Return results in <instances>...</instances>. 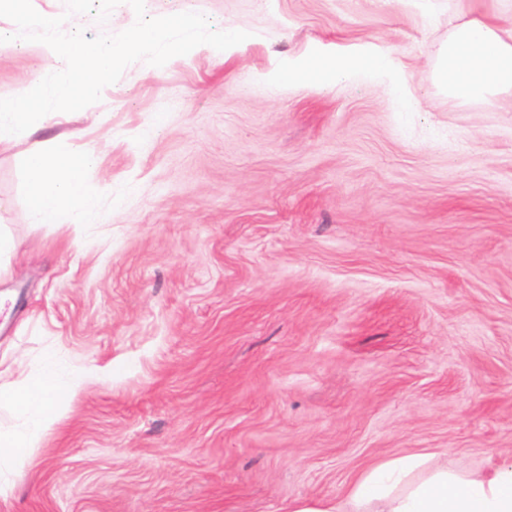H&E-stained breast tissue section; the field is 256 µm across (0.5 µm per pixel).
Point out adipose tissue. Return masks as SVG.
<instances>
[{
  "instance_id": "ef3b65f1",
  "label": "adipose tissue",
  "mask_w": 512,
  "mask_h": 512,
  "mask_svg": "<svg viewBox=\"0 0 512 512\" xmlns=\"http://www.w3.org/2000/svg\"><path fill=\"white\" fill-rule=\"evenodd\" d=\"M386 66L382 55L323 58L317 63L326 82L336 84L381 79ZM438 80L462 102L512 91V30L477 21L457 25L443 50ZM93 164L91 150L59 155L50 143L29 155L27 204L32 223H53L61 212L78 232L95 223L98 212L86 189ZM78 386L63 358L52 355L37 377L10 391L0 389V408H9L20 419L13 427L0 425V463L23 467ZM291 512H512V463L486 472L454 469L438 463L430 449L406 450L363 467L336 504L303 500Z\"/></svg>"
}]
</instances>
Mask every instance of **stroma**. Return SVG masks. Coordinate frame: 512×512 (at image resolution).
<instances>
[{"mask_svg": "<svg viewBox=\"0 0 512 512\" xmlns=\"http://www.w3.org/2000/svg\"><path fill=\"white\" fill-rule=\"evenodd\" d=\"M145 9L249 37L137 62L0 147L19 247L0 270V388L51 354L82 380L0 512H289L409 449L511 463L512 92L459 102L435 75L455 25L510 29L512 0ZM66 18L93 37L135 14ZM381 50L382 84L326 90L308 70ZM49 63L35 42L0 50V94ZM49 140L96 158L82 234L30 220L24 161Z\"/></svg>", "mask_w": 512, "mask_h": 512, "instance_id": "1", "label": "stroma"}]
</instances>
